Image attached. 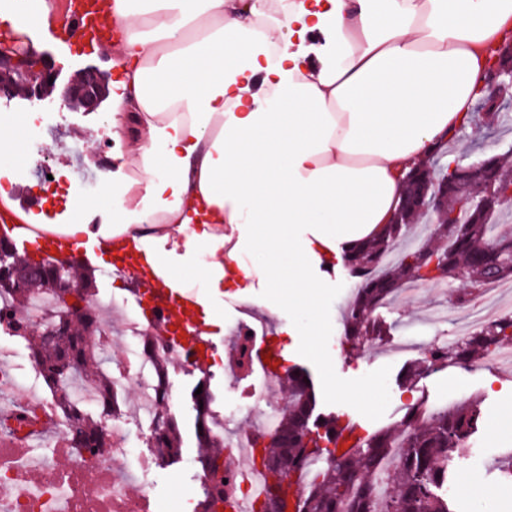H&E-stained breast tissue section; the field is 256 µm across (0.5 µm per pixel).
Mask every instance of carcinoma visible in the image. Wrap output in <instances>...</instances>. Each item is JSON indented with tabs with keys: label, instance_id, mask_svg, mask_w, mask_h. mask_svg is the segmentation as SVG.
<instances>
[{
	"label": "carcinoma",
	"instance_id": "1",
	"mask_svg": "<svg viewBox=\"0 0 512 512\" xmlns=\"http://www.w3.org/2000/svg\"><path fill=\"white\" fill-rule=\"evenodd\" d=\"M473 213L460 216L459 224H436L431 229L433 245L400 253L391 271L377 273L393 246L407 234V224H387L375 237L357 243L344 255L351 274L359 279L354 297L343 313V331L352 349L380 342L390 335V327L376 315L389 297L406 282H438L456 278L464 271L470 287L478 290L487 278L512 277L502 266L509 260L505 249L512 246V234H491L494 215L482 224H473ZM46 283L30 279L26 287L8 296L18 307L36 294H45ZM100 317L94 313L70 322L52 335H33L23 319L7 323L14 335L29 342L32 358L39 366L54 405L69 425L73 447L91 455L108 448L98 442V422L77 404L69 383L77 376L97 388L103 410L110 414L119 397L112 389V377L104 372L87 373L100 357L90 341L98 334ZM512 343V314L472 330L452 349L431 348L424 362L430 367L466 365L480 360L499 346ZM310 376L302 368L288 367L279 382L288 387V399L279 413L277 427L263 450L259 438L251 440L252 462L270 478L277 472L288 490L300 487L293 512H374L372 486L385 460L393 453L401 464L394 479V492L384 504V512H450L448 501L437 489L448 481V463L463 455L478 430L482 416L480 403L465 399L451 409L430 410L421 403L408 407L402 429H376L355 433L351 423L335 414L314 415L316 396ZM214 397L208 387L196 396V446L199 462L213 476L219 475L216 460L223 455L224 441L213 437L210 423L215 415ZM151 440L162 449L163 458L173 460L181 453L180 424L172 417L153 430ZM224 505V490L218 485L204 490L202 512H218Z\"/></svg>",
	"mask_w": 512,
	"mask_h": 512
}]
</instances>
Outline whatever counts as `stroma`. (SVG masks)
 I'll list each match as a JSON object with an SVG mask.
<instances>
[{"label": "stroma", "mask_w": 512, "mask_h": 512, "mask_svg": "<svg viewBox=\"0 0 512 512\" xmlns=\"http://www.w3.org/2000/svg\"><path fill=\"white\" fill-rule=\"evenodd\" d=\"M65 19L64 7H57L50 27H25L21 34L23 43L49 53L61 64L59 84H66L88 69L110 73L113 47L98 52L81 51L76 38L67 39L61 34L59 25ZM0 109L12 114L29 111L34 116L33 122L25 126V159L12 175L14 202L25 205L33 199L41 200L44 213L57 223L68 222L75 186L84 179L102 182L113 170L110 159L116 145L109 103H102L94 112L70 111L63 108L60 94L54 90L38 110H29L26 101L18 97L0 100ZM473 115L471 128L459 133L454 144L461 162L469 163L490 148L512 165V106L506 107L503 120L490 128L484 124L482 106H475ZM46 168L55 172V181H44L42 171ZM87 265L95 275L97 297L112 303L106 313L112 348L126 353V315L141 310L139 288L134 278L108 272L106 264L98 258H88ZM357 286L358 281L345 262L337 261L330 286L322 293L321 313L316 320L303 310L281 303L267 288L248 291L250 298L264 306L258 317L241 309L240 298L225 297V333L214 337L204 370H177L171 374L172 414L182 426L181 456L160 468L145 471L139 470L133 461L123 459L118 463L120 470L138 473L142 481L152 485L154 512H194V503L202 496L195 480L199 462L191 397L199 380H207L217 410L241 411L236 427L242 432L259 425L266 412L278 406L281 392L274 387L267 392L264 408L249 412L250 390L225 373L224 361L233 353V344L226 334L244 323L254 327L263 323L274 329L290 323L308 335L309 352L290 356L286 366H299L309 372L318 412L356 414L362 428L368 431L400 426L407 408L417 402L434 408L453 394L462 399H481L483 422L472 439L474 450L449 467L453 474L475 469L472 489L467 494H449L448 504L451 512H512V482L506 481L500 472L504 454L512 448V424L504 421L505 416L512 414V377L494 374L482 366H457L428 371L410 383L405 374L421 358V350L395 353L389 342L368 351L348 350L342 317ZM462 288V283L455 279L424 282L411 298H397L393 304L378 309L377 315L391 325L392 339L410 337L420 341L430 337L435 344L448 348L458 342L460 325L473 315L472 309L455 303ZM330 382L352 389L353 397L331 396L325 389Z\"/></svg>", "instance_id": "obj_1"}]
</instances>
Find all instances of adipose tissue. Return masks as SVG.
I'll return each mask as SVG.
<instances>
[{"mask_svg":"<svg viewBox=\"0 0 512 512\" xmlns=\"http://www.w3.org/2000/svg\"><path fill=\"white\" fill-rule=\"evenodd\" d=\"M110 83L121 176L113 219L85 201L57 225L93 244L131 236L195 299L257 277L311 316L319 271L398 212L408 171L470 117L512 0H115ZM257 253L260 263L246 261Z\"/></svg>","mask_w":512,"mask_h":512,"instance_id":"obj_1","label":"adipose tissue"}]
</instances>
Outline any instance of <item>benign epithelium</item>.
Segmentation results:
<instances>
[{
  "mask_svg": "<svg viewBox=\"0 0 512 512\" xmlns=\"http://www.w3.org/2000/svg\"><path fill=\"white\" fill-rule=\"evenodd\" d=\"M60 72L61 66L50 55L38 52L14 37L0 38V98H14L20 87L24 100L35 107L56 87ZM511 87L512 44L506 43L490 61L485 81L486 107H502L504 93ZM107 96L106 77L94 69L63 85L60 91L64 107L73 111L94 112ZM469 166L481 169L482 177L466 186L461 185L460 179H455L457 202L454 209H448V181L434 179L420 186L414 198L403 197V205L407 208L423 206L436 214L440 224L454 223L460 210H470L477 205L489 209L512 205L511 183L505 188H495L500 183L499 176L485 168L481 157ZM9 242L10 238L0 235V288H22L31 278H44L69 307L66 317H77L85 308L86 286L71 272L76 260L68 256L46 258L30 254L26 266L20 267L14 261L13 251L7 247Z\"/></svg>",
  "mask_w": 512,
  "mask_h": 512,
  "instance_id": "obj_1",
  "label": "benign epithelium"
}]
</instances>
